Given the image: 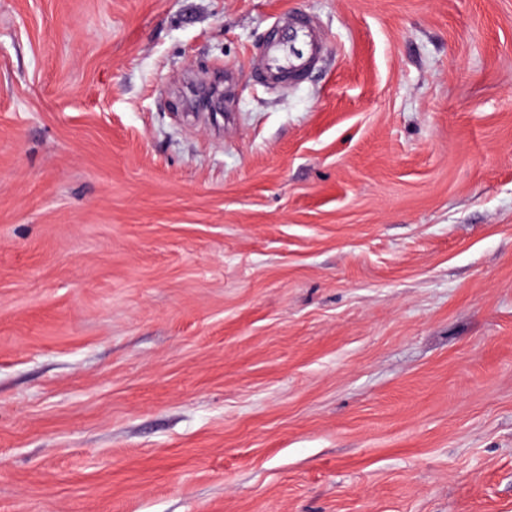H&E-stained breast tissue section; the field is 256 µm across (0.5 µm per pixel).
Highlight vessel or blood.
Wrapping results in <instances>:
<instances>
[{
    "label": "vessel or blood",
    "instance_id": "obj_1",
    "mask_svg": "<svg viewBox=\"0 0 512 512\" xmlns=\"http://www.w3.org/2000/svg\"><path fill=\"white\" fill-rule=\"evenodd\" d=\"M325 45L315 22L307 16H293L289 25L261 49L257 65L259 80L300 81L324 53Z\"/></svg>",
    "mask_w": 512,
    "mask_h": 512
}]
</instances>
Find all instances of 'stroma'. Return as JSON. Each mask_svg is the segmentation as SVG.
Returning a JSON list of instances; mask_svg holds the SVG:
<instances>
[{
  "label": "stroma",
  "instance_id": "35a3bbf8",
  "mask_svg": "<svg viewBox=\"0 0 512 512\" xmlns=\"http://www.w3.org/2000/svg\"><path fill=\"white\" fill-rule=\"evenodd\" d=\"M0 512H512V0H0ZM291 17L289 25L279 29L260 50L259 80L298 82L323 55L325 45L315 22L308 16Z\"/></svg>",
  "mask_w": 512,
  "mask_h": 512
}]
</instances>
